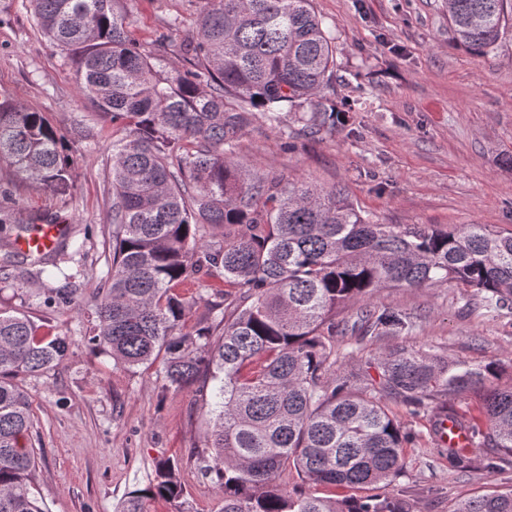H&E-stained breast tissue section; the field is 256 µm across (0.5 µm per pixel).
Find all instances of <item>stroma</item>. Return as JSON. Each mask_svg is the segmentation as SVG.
<instances>
[{
	"label": "stroma",
	"mask_w": 512,
	"mask_h": 512,
	"mask_svg": "<svg viewBox=\"0 0 512 512\" xmlns=\"http://www.w3.org/2000/svg\"><path fill=\"white\" fill-rule=\"evenodd\" d=\"M333 29L337 73L332 100L349 113L334 133L311 141L256 120L238 140L237 156L251 171L282 183L340 187L380 224H492L512 230V21L495 48L474 56L457 47L445 0H313ZM129 33L146 44L167 30L172 50L194 26L198 0H117ZM168 31V30H167ZM45 112L61 130L84 120L95 132L72 154V195L45 193L0 161L7 208L48 216L82 244L78 261L57 255L73 273L21 279L0 289V308L25 312L46 339L70 341L56 370L22 384L33 399L41 459L34 486L48 512H115L128 493L145 488L162 459L179 462L181 506L148 502L149 512H219V490L188 455L208 430L194 389L163 393L158 366L127 369L89 341L93 295L112 262V191L108 159L112 126L78 90L72 61L37 26L29 0H0V101ZM71 287V304L48 308L38 298ZM453 284L387 288L375 305L397 307L417 322L406 346L425 343L448 357L494 362L512 375V310L492 316L465 303ZM391 407L415 437L403 472L386 489L409 512H450L456 500L512 489V468L488 472V449L469 452L466 471L448 465V446L432 432V415Z\"/></svg>",
	"instance_id": "obj_1"
}]
</instances>
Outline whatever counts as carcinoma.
Returning <instances> with one entry per match:
<instances>
[{
	"mask_svg": "<svg viewBox=\"0 0 512 512\" xmlns=\"http://www.w3.org/2000/svg\"><path fill=\"white\" fill-rule=\"evenodd\" d=\"M39 27L75 64L82 95L119 136L112 140V224L116 247L95 305L90 340L129 368L162 359L166 392L197 383L210 435L190 448L202 477L222 495L220 512H407L385 495H315L389 485L412 441L392 411L399 399L418 415L444 394L483 390L491 448L488 467L512 465V384L495 363L452 360L433 345H392L378 379L335 376L336 365L387 338L410 336L405 312L372 305L385 288L456 284L498 313L512 310V232L491 224H375L343 192L281 181L238 159L240 133L256 117L280 125L294 114L295 139L336 130L332 29L312 0H200L194 30L164 59L170 36L151 48L133 40L113 0H31ZM457 46L485 55L512 14L508 0H447ZM70 144L93 139L76 121ZM65 138L43 112L0 102V159L20 178L57 196L73 190ZM53 219L10 212L0 218V249ZM224 228V242L209 241ZM29 279L50 278V255L23 256ZM207 296L203 322L187 325ZM365 302L350 319L346 306ZM70 293L40 300L60 307ZM65 336L46 341L23 312L0 309V512H48L35 492L38 464L26 376L58 368ZM295 470L306 490L289 491ZM178 465H155L148 487L120 512H147L154 498H183ZM452 512H512V491L455 502Z\"/></svg>",
	"mask_w": 512,
	"mask_h": 512,
	"instance_id": "cac0c4a2",
	"label": "carcinoma"
}]
</instances>
